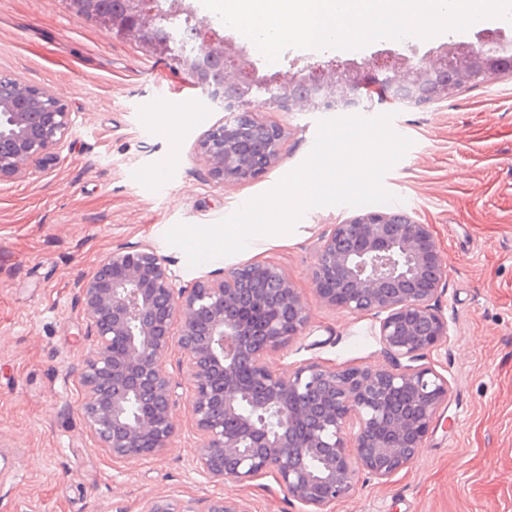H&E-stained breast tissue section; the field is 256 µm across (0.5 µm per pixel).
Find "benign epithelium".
<instances>
[{
  "label": "benign epithelium",
  "instance_id": "7a95c632",
  "mask_svg": "<svg viewBox=\"0 0 512 512\" xmlns=\"http://www.w3.org/2000/svg\"><path fill=\"white\" fill-rule=\"evenodd\" d=\"M66 0L71 13L167 55V18L194 27L198 52L173 59L232 116L198 143L210 179L253 180L279 159L285 133L264 121L256 87H271L265 105L339 112L372 91L408 106L448 98L464 84L512 72V57L486 56L477 45L504 40L486 32L466 47H443L420 63L398 49L377 64L351 59L307 64L266 75L246 51L208 24L194 22L185 0ZM72 112L47 88L17 82L0 100V181L57 158ZM312 286L327 306L379 319L385 362L355 366L311 362L289 374L270 353L301 337L309 310L293 279L269 262L177 288L170 260L148 246H118L79 282L86 341L78 373V413L98 447L122 462L162 453L176 433L171 408L180 383L163 370L175 348L192 381L190 411L197 462L217 481L248 482L270 474L288 497L325 508L347 496L361 474L389 479L414 460L448 409V380L421 363L448 341L439 301L447 266L432 225L409 213H358L324 233ZM142 512H197L155 497ZM205 512H245L222 496Z\"/></svg>",
  "mask_w": 512,
  "mask_h": 512
}]
</instances>
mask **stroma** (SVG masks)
<instances>
[{
	"label": "stroma",
	"mask_w": 512,
	"mask_h": 512,
	"mask_svg": "<svg viewBox=\"0 0 512 512\" xmlns=\"http://www.w3.org/2000/svg\"><path fill=\"white\" fill-rule=\"evenodd\" d=\"M234 40L263 73L336 56L371 63L377 51L408 46L288 49L270 64L251 40ZM1 75L52 90L74 124L56 161L0 183V512H141L159 496L202 510L215 495L245 512H301L272 477L213 483L199 474L191 381L176 350L163 362L182 386L170 448L120 463L96 446L76 411L85 329L76 283L119 245L171 259L180 286L273 261L310 313L304 335L270 354L274 369L382 362L375 318L325 306L311 285L319 237L352 207L310 209L288 239L194 268L164 239L176 224L216 223L277 185L305 161L322 113L262 110L285 131L279 161L252 181L220 185L197 145L223 108L169 60L72 15L64 0H0ZM357 113L393 114L394 130L413 141L383 185L432 225L447 265L439 306L448 341L427 360L447 379L449 400L409 467L387 480L360 477L327 512H512V74L423 107L375 103Z\"/></svg>",
	"instance_id": "stroma-1"
}]
</instances>
